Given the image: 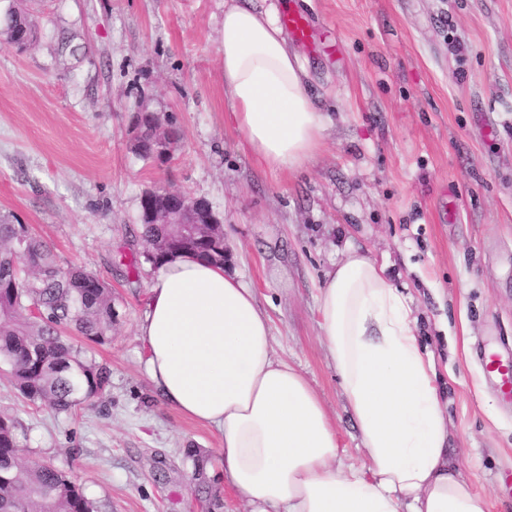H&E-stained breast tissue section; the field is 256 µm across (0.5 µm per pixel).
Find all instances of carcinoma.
I'll use <instances>...</instances> for the list:
<instances>
[{
    "label": "carcinoma",
    "mask_w": 512,
    "mask_h": 512,
    "mask_svg": "<svg viewBox=\"0 0 512 512\" xmlns=\"http://www.w3.org/2000/svg\"><path fill=\"white\" fill-rule=\"evenodd\" d=\"M40 317L30 316V307ZM112 289L81 267L63 268L26 224L0 219V359L19 393L70 413L110 387L111 371L87 361L67 334L104 344L112 338ZM24 436L0 415V512H94L66 472L21 459Z\"/></svg>",
    "instance_id": "obj_1"
}]
</instances>
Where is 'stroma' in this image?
<instances>
[{
  "instance_id": "obj_1",
  "label": "stroma",
  "mask_w": 512,
  "mask_h": 512,
  "mask_svg": "<svg viewBox=\"0 0 512 512\" xmlns=\"http://www.w3.org/2000/svg\"><path fill=\"white\" fill-rule=\"evenodd\" d=\"M318 47L298 48L333 123L306 168L263 164L224 102V0H0L36 40L0 44V218L29 225L62 267L112 290L107 365L92 405L31 404L0 363V413L24 458L73 477L96 512H246L218 431L167 405L138 325L154 272L140 199L165 186L209 201L227 274L253 288L276 353L323 398L346 462L364 451L329 364L318 288L346 248L387 263L412 299L448 404L449 457L492 512H512V400L484 355L512 357V0H297ZM178 135L164 163L129 149L140 106ZM203 466L205 489L193 479Z\"/></svg>"
}]
</instances>
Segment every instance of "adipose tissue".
<instances>
[{
    "label": "adipose tissue",
    "instance_id": "obj_1",
    "mask_svg": "<svg viewBox=\"0 0 512 512\" xmlns=\"http://www.w3.org/2000/svg\"><path fill=\"white\" fill-rule=\"evenodd\" d=\"M224 98L267 167L304 169L332 120L275 5L224 0ZM319 327L366 452L345 463L327 407L279 356L255 292L189 255L151 280L144 368L171 407L215 427L224 476L250 512H491L448 460L437 363L385 264L348 249L319 287Z\"/></svg>",
    "mask_w": 512,
    "mask_h": 512
}]
</instances>
